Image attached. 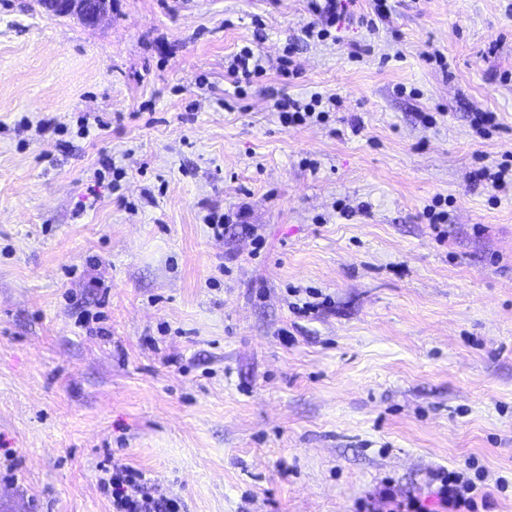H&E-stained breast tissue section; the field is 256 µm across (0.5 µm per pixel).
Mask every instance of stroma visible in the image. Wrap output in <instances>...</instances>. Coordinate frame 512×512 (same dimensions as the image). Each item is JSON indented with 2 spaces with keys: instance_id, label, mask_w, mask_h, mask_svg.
<instances>
[{
  "instance_id": "obj_1",
  "label": "stroma",
  "mask_w": 512,
  "mask_h": 512,
  "mask_svg": "<svg viewBox=\"0 0 512 512\" xmlns=\"http://www.w3.org/2000/svg\"><path fill=\"white\" fill-rule=\"evenodd\" d=\"M389 5L318 40L306 0H0V512H112L115 464L180 512H437L470 460L512 512V187L477 176L512 152V13ZM111 0H38L47 14L79 17L87 26H97L111 9ZM227 69L236 79L235 83L239 91L242 89V83L249 84L255 76L263 72L259 58L249 46H244L233 55ZM322 102L319 94L312 96L309 103L302 104L297 99L291 97H282L277 100L275 107L279 113L281 123L286 126H299L306 124L314 118L316 106ZM382 498L388 506L387 512H426L422 501L416 496L399 499L390 489H387Z\"/></svg>"
}]
</instances>
